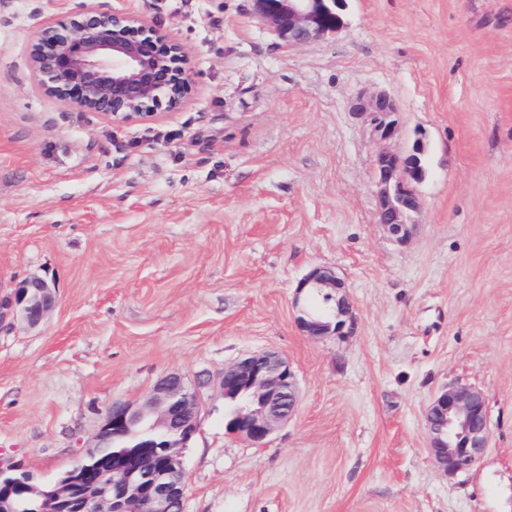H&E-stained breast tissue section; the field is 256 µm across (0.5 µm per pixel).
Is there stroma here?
I'll return each instance as SVG.
<instances>
[{"instance_id":"obj_1","label":"stroma","mask_w":512,"mask_h":512,"mask_svg":"<svg viewBox=\"0 0 512 512\" xmlns=\"http://www.w3.org/2000/svg\"><path fill=\"white\" fill-rule=\"evenodd\" d=\"M80 3L0 0V291L38 276L56 297L39 328L0 330V464L52 483L113 405L272 349L296 415L256 447L206 389L185 512H512V0H346L336 36L300 45L252 0H96L191 56L183 105L125 122L32 70ZM374 91L398 108L391 148H425L403 245L353 112ZM317 266L347 286L345 340L299 326ZM456 383L484 393L491 448L449 476L425 415Z\"/></svg>"}]
</instances>
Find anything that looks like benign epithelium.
<instances>
[{
	"instance_id": "1",
	"label": "benign epithelium",
	"mask_w": 512,
	"mask_h": 512,
	"mask_svg": "<svg viewBox=\"0 0 512 512\" xmlns=\"http://www.w3.org/2000/svg\"><path fill=\"white\" fill-rule=\"evenodd\" d=\"M256 12L290 44H304L342 30L344 0H253ZM31 62L50 97L64 105L103 114L109 121L147 119L178 108L188 90L189 54L178 40L158 32L132 13L96 8L82 0L66 21L44 26L32 44ZM355 113L365 117L372 135L390 142L399 134L398 110L385 92L359 96ZM423 145L402 153L380 149L374 156L377 223L389 238L406 243L413 224L409 215L419 205L414 184L425 170ZM306 296L322 298L323 310L304 311L303 332L313 338L345 337L353 333L355 314L344 282L327 267H315L300 281ZM55 307L48 283L29 277L0 300V328L21 323L38 327ZM210 383L200 374L190 381L180 373L157 380L138 404L115 405L86 452H102L105 435L145 426L167 431L163 443L146 441L135 449L140 465L122 456L99 468L95 485L85 489L75 512H184L185 469L182 451L198 431L201 389ZM224 397L244 394L246 406L232 417V433L254 445L264 444L294 415L299 403L296 372L272 350L250 352L224 367L219 380ZM430 454L434 464L454 475L478 464L490 442V420L484 394L453 384L431 400L426 411ZM83 469L45 488L15 469L0 468V500L27 495L36 512H65L61 504L79 483Z\"/></svg>"
}]
</instances>
